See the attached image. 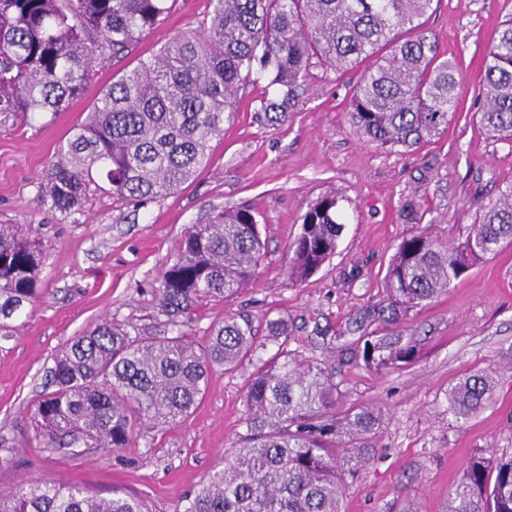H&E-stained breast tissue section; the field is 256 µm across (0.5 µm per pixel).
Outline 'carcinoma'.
<instances>
[{
	"label": "carcinoma",
	"mask_w": 512,
	"mask_h": 512,
	"mask_svg": "<svg viewBox=\"0 0 512 512\" xmlns=\"http://www.w3.org/2000/svg\"><path fill=\"white\" fill-rule=\"evenodd\" d=\"M434 0H214L209 25L166 42L112 80L47 166L54 207L71 210L106 190L125 203L172 194L209 158L236 103L260 82L269 126L288 120L298 89L318 64L337 74L362 69L350 124L367 142L413 151L441 135L457 106V67L437 52L423 18ZM170 0H0V114L57 112L109 59L133 51ZM475 113L512 140V16L487 45ZM340 197L313 201L288 248V279L313 276L336 253ZM512 241V187L481 208L466 236L447 245L420 233L402 240L389 265L392 324L448 290ZM260 220L246 207L217 210L186 228L159 279L173 336H133L105 320L53 358L55 389L38 402L36 430L50 448H125L144 423L174 426L192 413L214 367H232L259 345L252 320L231 315L198 347L174 321L199 300L222 301L247 286L264 262ZM43 247L20 224H0V332L38 295ZM288 320L266 321L267 341H288ZM369 369L412 361L408 336L363 337ZM335 367L276 353L245 393L251 434L224 467L185 497L180 512H342L346 477L374 456L365 441L379 424L364 407L337 410ZM493 382L470 374L448 392V413L466 419L490 400ZM0 512H149L132 496L90 494L26 480L0 493ZM448 512H512V457H473L449 492Z\"/></svg>",
	"instance_id": "1"
}]
</instances>
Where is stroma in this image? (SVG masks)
I'll return each instance as SVG.
<instances>
[{"mask_svg":"<svg viewBox=\"0 0 512 512\" xmlns=\"http://www.w3.org/2000/svg\"><path fill=\"white\" fill-rule=\"evenodd\" d=\"M212 10L210 0H175L127 57L99 68L84 94L60 111L0 116V224L25 225L44 245L40 294L18 312L12 335H0V491L29 479L80 483L102 497L141 498L150 512H179L241 446L250 433L251 361L212 371L185 421L142 427L125 448L76 455L48 448L33 416L51 390L56 352L74 337L104 319L134 335L167 331L159 274L185 229L212 211L247 206L260 217L266 258L248 287L192 312L189 340L205 345L225 315L247 314L261 342L267 320L287 318L289 358L334 363L339 407L365 406L382 416L374 459L346 485L345 512H447L448 491L471 457L512 456V243L397 325L367 314L384 298L387 268L403 239L428 233L455 242L481 207L512 186V142L475 118L484 53L512 0H434L425 28L458 64V105L446 131L419 150L364 141L347 117L359 72L337 76L317 66L287 122L274 128L256 118L264 86L249 88L223 136L212 140L206 167L174 194L137 207L99 191L82 207L56 209L46 164L101 90L169 38L202 29ZM330 190L344 198L336 253L305 283H291L287 247L309 204ZM395 330L414 337L417 350L394 369H367L336 349L340 336L353 342ZM477 371L495 381L492 403L465 420L449 416L450 388Z\"/></svg>","mask_w":512,"mask_h":512,"instance_id":"stroma-1","label":"stroma"}]
</instances>
